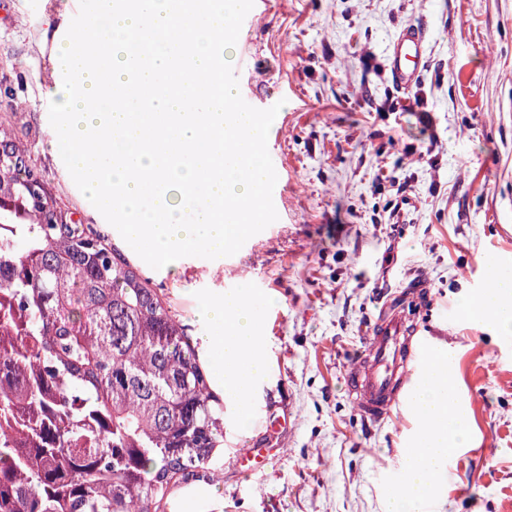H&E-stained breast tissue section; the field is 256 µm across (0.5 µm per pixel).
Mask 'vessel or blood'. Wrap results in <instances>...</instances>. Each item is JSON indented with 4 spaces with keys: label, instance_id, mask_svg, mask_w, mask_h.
<instances>
[{
    "label": "vessel or blood",
    "instance_id": "b4317fda",
    "mask_svg": "<svg viewBox=\"0 0 512 512\" xmlns=\"http://www.w3.org/2000/svg\"><path fill=\"white\" fill-rule=\"evenodd\" d=\"M388 62L396 84L410 88L427 63L423 29L409 26L397 33ZM424 290V285L417 284L393 295L369 326L367 351L345 373L352 403L365 422L377 424L391 419L422 366L427 347L408 309L420 302ZM269 456L266 449L248 448L237 455L236 463L245 470L258 471Z\"/></svg>",
    "mask_w": 512,
    "mask_h": 512
}]
</instances>
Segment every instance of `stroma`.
<instances>
[{"label":"stroma","instance_id":"obj_1","mask_svg":"<svg viewBox=\"0 0 512 512\" xmlns=\"http://www.w3.org/2000/svg\"><path fill=\"white\" fill-rule=\"evenodd\" d=\"M73 0H0V124L23 143L62 209L135 263L184 326L203 365L198 306L225 290L262 298L266 371L241 427L224 403V447L179 483L196 512H386L405 479L417 421L399 406L365 424L344 374L388 296L427 283L418 316L447 349L468 440L434 477L429 512H512V334L460 310L491 266L512 275V0H254L234 49L242 98L279 111L278 218L234 255L153 269L89 202L49 143L55 33ZM427 34L428 66L405 101L387 66L406 25ZM400 223H391V211ZM264 472L235 465L250 447Z\"/></svg>","mask_w":512,"mask_h":512}]
</instances>
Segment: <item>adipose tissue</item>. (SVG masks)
<instances>
[{"label": "adipose tissue", "instance_id": "adipose-tissue-1", "mask_svg": "<svg viewBox=\"0 0 512 512\" xmlns=\"http://www.w3.org/2000/svg\"><path fill=\"white\" fill-rule=\"evenodd\" d=\"M461 311L477 320H492L499 330L512 332V277L495 274L485 290L464 300ZM198 319L212 329L205 343L212 368L224 383L226 394L236 403L240 421H248L250 395L264 371V345L252 295L238 290L202 305ZM426 377L412 394L410 408L419 427L406 450L407 477L391 501L389 512L424 500L434 476L452 449L461 447L467 434L466 413L458 406L448 372V354L431 350Z\"/></svg>", "mask_w": 512, "mask_h": 512}]
</instances>
